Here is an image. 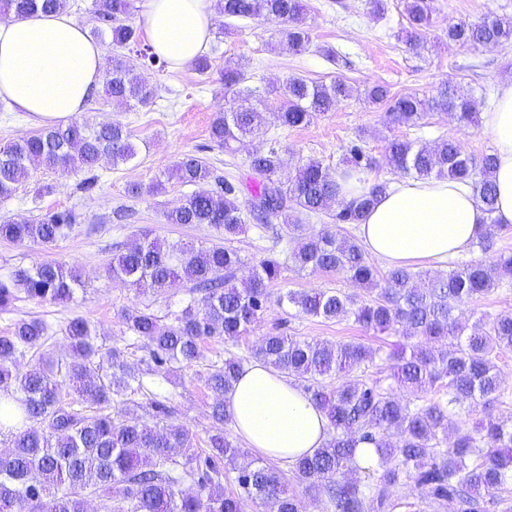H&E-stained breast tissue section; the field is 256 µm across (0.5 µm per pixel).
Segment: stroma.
Masks as SVG:
<instances>
[{"mask_svg": "<svg viewBox=\"0 0 512 512\" xmlns=\"http://www.w3.org/2000/svg\"><path fill=\"white\" fill-rule=\"evenodd\" d=\"M307 2L312 46L301 56L272 51V43L279 38L278 23L227 18L215 26L207 49L209 75H200L190 67L174 70L132 58V65L140 68L156 91L153 104L128 108L100 102L89 105L88 111L126 125L140 148L135 160L118 168L102 163L95 170L98 180L90 191L81 187L83 173L40 169L10 199L0 201L2 217L32 219L68 208L81 215L74 230L50 246H19L0 240V275L19 267L56 262L79 267L83 281L74 302L66 305L16 301L11 311L0 312V335L17 320L31 317L43 319L57 330L72 317L89 319L99 332L100 344L121 348L126 363L143 371L145 391L130 397L125 405L127 414L149 421V398L163 399L172 410L171 423L185 425L196 448L205 447L212 427L209 412L214 395L203 377L210 363L219 357H251L261 336L270 332L328 344L360 342L377 352L368 370L370 378L384 379L389 374L384 356L390 339L363 331L350 319L308 318L292 307L273 303L249 335L236 340L202 339L204 358L193 369L174 372L149 366L145 342L126 332L122 310L146 305L167 321L189 301L203 302L204 295L192 292L184 281L161 295L136 293L110 278L108 265L113 255L130 246L143 231L169 242L181 239L208 245L217 239L215 229L205 224L166 223L165 212L190 191L189 186L167 178V170L179 158L193 154L203 157L218 175L245 183L250 178L248 156L257 149L276 147L291 171L310 158L336 167L355 141L381 160L387 138L396 135L426 142L454 138L467 154L478 158L494 148L491 136L482 127L462 131L447 114L438 112L429 116L422 128L392 129L382 106L365 101L364 89L378 83L394 93L430 96L448 84L469 90L475 98L491 100L500 83L512 78V44L478 51L446 38L449 22L476 21L488 15L512 16V0H434V25L427 35L428 45L418 53L396 38L397 31L407 24L400 0H387V11L382 16L373 12L368 0ZM326 47L336 51L340 63L323 56ZM240 60L249 65V87L259 91L272 108L281 104L282 83L292 75L326 82L339 76L351 86L352 94L334 111L318 116L307 126L284 129L269 125L266 135L247 139L228 153L211 140L210 125L216 107L232 99L219 81L220 73L224 66ZM155 181L162 184L157 193L139 199L129 197V184ZM310 288H337L349 293L355 290L351 282L334 273L287 269L270 284L269 291L275 297L289 290Z\"/></svg>", "mask_w": 512, "mask_h": 512, "instance_id": "1", "label": "stroma"}]
</instances>
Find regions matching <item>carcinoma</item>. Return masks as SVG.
<instances>
[{
	"label": "carcinoma",
	"instance_id": "carcinoma-1",
	"mask_svg": "<svg viewBox=\"0 0 512 512\" xmlns=\"http://www.w3.org/2000/svg\"><path fill=\"white\" fill-rule=\"evenodd\" d=\"M408 26L398 38L409 49H425V33L433 24L431 0H402ZM66 8V0H0L1 14L25 17ZM217 13L228 18H261L285 24L274 44L279 52L305 53L311 46L304 0H217ZM134 0H92V33L111 36L112 47L126 49L150 63L165 65L141 43L137 28L124 23L133 14ZM448 41L474 49L512 44V19L491 16L478 21L448 24ZM246 68L237 63L224 68V88L235 90L231 103L217 111L210 129L220 147L265 133L267 106L249 88ZM344 80L309 81L291 76L283 84L284 101L273 118L280 126H305L331 112L350 96ZM155 89L120 53L111 56L103 82V99L128 107L149 104ZM364 98L385 107L387 123L420 128L434 112H446L466 130L478 125L475 98L455 86L437 94H393L384 85L365 89ZM138 145L122 124L81 117L67 124L42 128L0 146V200L9 199L18 186L39 169L63 168L92 171L104 157L112 166L131 163ZM384 160L394 173L415 179L449 178L469 184L486 207L489 223L478 246L490 248L494 218L496 157L480 159L466 154L453 138L432 143L394 137L387 140ZM347 174L364 175L377 160L351 143L345 158ZM252 201H272L267 211L246 209L239 202V187L219 176L202 158L187 154L168 177L194 190L164 214L168 224H208L229 240L247 230L248 220L277 239L296 245L280 260L267 257L245 280L236 273L244 264L238 251L213 243L144 240L112 257V280L140 293L164 291L177 281L208 291L198 309L187 304L171 322L149 307L126 308L121 313L127 331L146 341L149 360L159 367H191L200 362L204 337L237 339L249 334L270 303L269 285L291 265L297 271L336 273L366 294L333 288L289 290L277 298L306 317L325 320L351 318L360 327L417 338L387 355L391 361L387 387L376 379L360 378L357 371L374 362L376 351L360 344L335 346L281 333L261 339L254 356L294 378L313 403L327 416L333 434L312 455L292 466L294 477L311 488L325 490L332 512H394L399 502L392 489L407 479L435 503L456 500L461 512H486L493 504L499 512H512V423L490 413L473 430L450 428V415L464 404H490L501 400L506 386L495 360L512 351V313L489 319L482 315L471 326L461 324L454 311L496 288L512 286V252H499L487 260L454 266L448 273L420 288L421 272L392 267L380 272L359 241L324 227L305 232L304 220L336 204L338 224H359L389 181H377L359 195L346 199L330 166L310 159L281 179L284 162L271 147L249 155ZM78 223L70 210L32 220H0V238L14 244L51 245ZM82 287L75 267L43 263L20 268L0 277V312H7L22 297L67 304ZM51 329L39 318L20 319L0 336V414L17 425L8 429L9 449L0 455V512H86L92 498L101 512H242V499L276 504L277 512H301V503L275 469L256 459L240 461L241 448L222 427L208 436L204 455L191 448L186 429L167 422L171 409L149 399V425L129 418L112 407L144 390L140 372L124 361L123 352L107 351L108 368L102 366L98 332L88 319L73 317L61 328L70 354L55 358L42 347ZM244 366L243 359L228 356L213 362L204 384L216 396L211 418L226 425L232 421L224 394L229 392ZM342 373L334 387L325 377ZM449 389L448 398L423 405L396 393ZM0 421V431L4 428ZM454 439L447 447L448 434ZM376 448L380 473L372 483L347 477L356 467V450ZM233 466L240 492L224 491V463Z\"/></svg>",
	"mask_w": 512,
	"mask_h": 512
}]
</instances>
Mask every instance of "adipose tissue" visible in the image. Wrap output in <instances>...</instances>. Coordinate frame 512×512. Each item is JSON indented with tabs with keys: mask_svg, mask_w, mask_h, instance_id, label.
I'll use <instances>...</instances> for the list:
<instances>
[{
	"mask_svg": "<svg viewBox=\"0 0 512 512\" xmlns=\"http://www.w3.org/2000/svg\"><path fill=\"white\" fill-rule=\"evenodd\" d=\"M216 20L214 0H146L144 31L154 52L183 69L203 54ZM103 81L101 48L68 12L0 18V99L53 121L86 110ZM482 125L497 166L494 215L465 184L402 178L377 196L358 226L366 251L388 266L419 260L442 267L469 253L489 218L512 224V81L500 84ZM233 427L264 457L293 463L330 436L326 415L287 376L260 361L244 366L226 396Z\"/></svg>",
	"mask_w": 512,
	"mask_h": 512,
	"instance_id": "obj_1",
	"label": "adipose tissue"
}]
</instances>
